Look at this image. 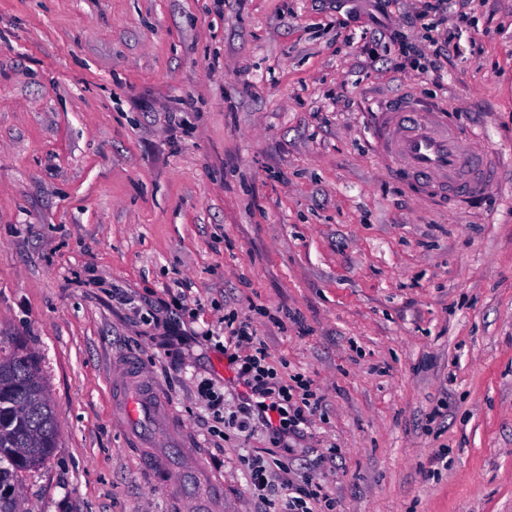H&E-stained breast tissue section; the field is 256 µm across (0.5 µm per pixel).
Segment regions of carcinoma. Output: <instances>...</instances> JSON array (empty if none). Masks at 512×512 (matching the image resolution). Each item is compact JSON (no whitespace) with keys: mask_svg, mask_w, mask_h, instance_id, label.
<instances>
[{"mask_svg":"<svg viewBox=\"0 0 512 512\" xmlns=\"http://www.w3.org/2000/svg\"><path fill=\"white\" fill-rule=\"evenodd\" d=\"M56 415L34 356L23 344L0 346V512H20L19 474L57 447Z\"/></svg>","mask_w":512,"mask_h":512,"instance_id":"obj_1","label":"carcinoma"}]
</instances>
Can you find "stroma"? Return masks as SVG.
Returning <instances> with one entry per match:
<instances>
[{
  "label": "stroma",
  "instance_id": "obj_1",
  "mask_svg": "<svg viewBox=\"0 0 512 512\" xmlns=\"http://www.w3.org/2000/svg\"><path fill=\"white\" fill-rule=\"evenodd\" d=\"M443 78L367 61L332 0H0V337L36 355L59 445L32 512H167L112 420L140 357L206 454L212 512H260L256 451L335 512H512V0H456ZM412 92L478 134L498 178L430 206L385 175L373 99ZM251 319L324 398L275 443L202 335ZM335 465L321 461L327 447Z\"/></svg>",
  "mask_w": 512,
  "mask_h": 512
}]
</instances>
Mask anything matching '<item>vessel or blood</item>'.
Listing matches in <instances>:
<instances>
[{"label":"vessel or blood","mask_w":512,"mask_h":512,"mask_svg":"<svg viewBox=\"0 0 512 512\" xmlns=\"http://www.w3.org/2000/svg\"><path fill=\"white\" fill-rule=\"evenodd\" d=\"M371 134L389 175L433 202L481 199L497 178L495 165L473 135L452 125L443 107L420 96L401 94L378 104ZM111 373L114 412L125 423L131 447L139 451L142 469L155 488L186 495L200 479L202 457L182 452L169 404L138 360L116 362ZM158 442L166 455L154 453Z\"/></svg>","instance_id":"b4317fda"}]
</instances>
